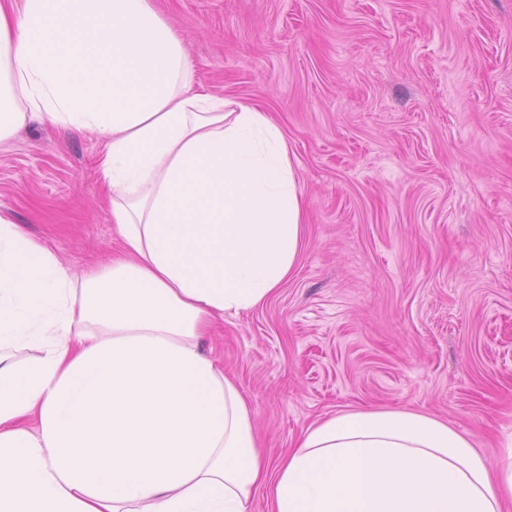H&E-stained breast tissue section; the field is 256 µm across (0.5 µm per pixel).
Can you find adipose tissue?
I'll list each match as a JSON object with an SVG mask.
<instances>
[{
  "label": "adipose tissue",
  "mask_w": 512,
  "mask_h": 512,
  "mask_svg": "<svg viewBox=\"0 0 512 512\" xmlns=\"http://www.w3.org/2000/svg\"><path fill=\"white\" fill-rule=\"evenodd\" d=\"M97 134L119 251L83 272L0 211V512H512V448L342 410L278 463L200 340L294 271L305 200L281 124L211 93L151 0H0V143Z\"/></svg>",
  "instance_id": "1"
}]
</instances>
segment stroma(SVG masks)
<instances>
[{"label": "stroma", "mask_w": 512, "mask_h": 512, "mask_svg": "<svg viewBox=\"0 0 512 512\" xmlns=\"http://www.w3.org/2000/svg\"><path fill=\"white\" fill-rule=\"evenodd\" d=\"M214 94L281 124L295 270L202 349L278 461L341 410L406 408L497 460L512 434V0H152ZM100 141L0 144V209L75 270L118 250Z\"/></svg>", "instance_id": "stroma-1"}]
</instances>
